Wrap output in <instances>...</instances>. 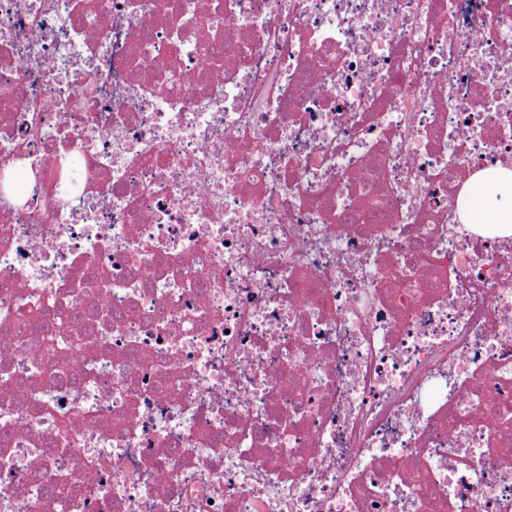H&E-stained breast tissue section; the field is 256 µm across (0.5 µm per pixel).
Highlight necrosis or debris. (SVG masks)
I'll list each match as a JSON object with an SVG mask.
<instances>
[{
	"mask_svg": "<svg viewBox=\"0 0 512 512\" xmlns=\"http://www.w3.org/2000/svg\"><path fill=\"white\" fill-rule=\"evenodd\" d=\"M508 161L512 0H0V512H512ZM462 198L461 224H498L512 219V168H500L492 178L471 175Z\"/></svg>",
	"mask_w": 512,
	"mask_h": 512,
	"instance_id": "obj_1",
	"label": "necrosis or debris"
}]
</instances>
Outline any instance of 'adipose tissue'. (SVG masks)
Segmentation results:
<instances>
[{"label":"adipose tissue","mask_w":512,"mask_h":512,"mask_svg":"<svg viewBox=\"0 0 512 512\" xmlns=\"http://www.w3.org/2000/svg\"><path fill=\"white\" fill-rule=\"evenodd\" d=\"M462 199V224H495L512 220V168L499 169L494 177L471 175Z\"/></svg>","instance_id":"adipose-tissue-1"}]
</instances>
